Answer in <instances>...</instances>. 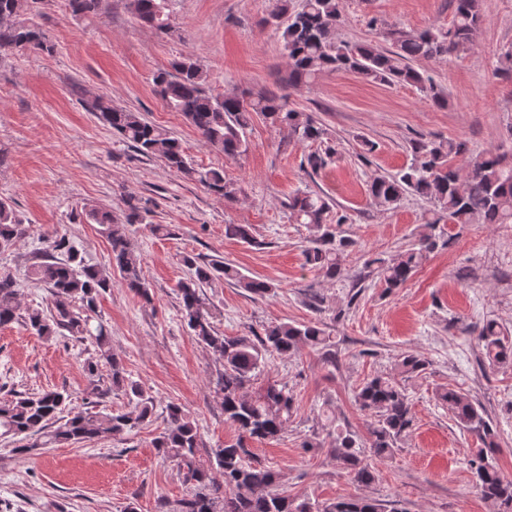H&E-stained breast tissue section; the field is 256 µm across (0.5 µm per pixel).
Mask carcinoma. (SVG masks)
<instances>
[{
  "instance_id": "carcinoma-1",
  "label": "carcinoma",
  "mask_w": 512,
  "mask_h": 512,
  "mask_svg": "<svg viewBox=\"0 0 512 512\" xmlns=\"http://www.w3.org/2000/svg\"><path fill=\"white\" fill-rule=\"evenodd\" d=\"M171 2L131 0L130 6L141 23L168 34ZM451 2L452 27L416 32L393 29L385 35L390 41L388 48L338 39L341 0H300L297 8L292 6V0H274L264 24L282 39L288 58V72L282 82L290 88L300 87L321 73L350 71L370 83L415 86L441 106L446 102L442 90L424 77L415 63L444 60L470 51L482 24L481 0ZM29 4L30 0H0V55L14 50H53L40 28L18 20L19 13ZM172 68V73L160 71L154 76L156 94L169 111L186 118L203 144L223 151L225 158L236 160L247 153V131L256 114L273 125L288 127L291 138L298 143L325 145L323 152L306 156L311 172L325 167L336 154V149L328 145L323 124L312 114L289 107L285 96L274 92L255 98L243 94L213 95L207 92L206 77L192 57H183ZM85 106L140 155L161 159L173 171L196 179L226 200L236 198L238 188L225 180L224 171L192 167L181 142L168 129L101 97L86 101ZM410 153L411 161L406 167L395 174L374 177L369 186L372 205L381 211L397 208L408 195L420 197L432 206L431 217L420 225L407 249L389 260L375 258L366 262L368 267L376 266L386 293L403 287L438 248L437 224H512V160L507 153L475 152L465 141L424 137L410 142ZM288 209L295 223L305 224L313 232L312 246L304 250L305 264L319 269L328 279L336 278L345 255L355 246L353 239L338 231L349 217L333 214V199L314 190L297 192L288 201ZM89 217L99 224L109 241L111 268L119 272L127 288L151 301L150 288L141 277L140 256L132 247L126 225L114 223L111 213L103 209H90ZM25 233L26 227L14 209L0 201V249L13 246ZM224 233L255 243L248 224H226ZM182 262L192 276L178 289L181 312L192 336L224 363L215 393L224 408V420L238 435L224 447L212 449L214 462L205 465L199 455L205 444L194 421L180 404L168 403L167 427L154 439L153 447L174 463L189 493L174 502L158 498L156 512H387L385 504L368 497L319 503L304 495L281 492L278 475L250 460L247 443L278 438L293 414L294 398L284 385L270 383L255 394L249 393L266 356L291 355L309 347L320 351L323 363L334 368L336 344L319 320L278 322L253 339L220 333L203 288L225 281L265 298L274 294V285L249 277L220 260L200 263L197 257L185 254ZM29 274L33 281L49 289V306L44 311L21 313L18 282L11 273L1 271L0 325L22 318L41 337L67 331L94 338L96 355L85 365L90 380L89 404L97 406L112 392L120 391L131 408L108 413L83 411L64 419L60 414L69 399L67 392L50 389L15 393L0 400V438L11 440L13 452L25 455L56 444L102 440L148 422L155 410L153 397L126 376L121 361L112 353L104 324L92 323L100 298L112 288V273L87 264L66 238L59 236L47 242ZM473 331L490 364L512 365V341L496 320L488 319ZM427 366L421 355L403 352L395 363L399 379L377 376L356 387L354 402L373 418L365 440L336 423L334 416H326L328 436L332 437L328 452L355 482H374V462L393 455L410 432L413 405L400 381L419 376ZM103 370L111 381L105 389L98 385ZM440 398L448 405L457 426L476 434L481 441L482 447L470 451L467 459L473 482L486 499L503 505L504 512H512V480L504 479L495 465L496 433L482 406L455 389L444 391Z\"/></svg>"
}]
</instances>
